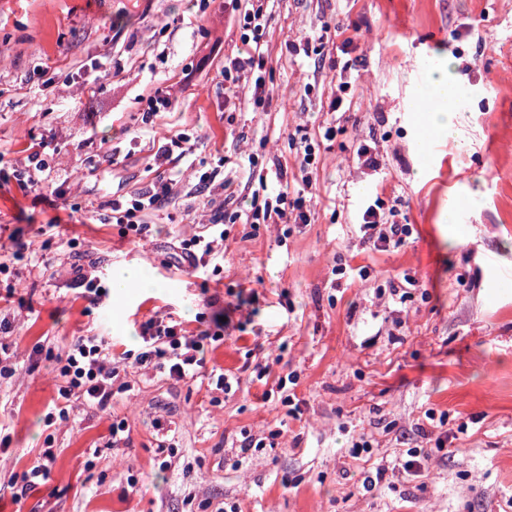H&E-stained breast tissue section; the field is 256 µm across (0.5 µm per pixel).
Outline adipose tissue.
Returning <instances> with one entry per match:
<instances>
[{
    "mask_svg": "<svg viewBox=\"0 0 512 512\" xmlns=\"http://www.w3.org/2000/svg\"><path fill=\"white\" fill-rule=\"evenodd\" d=\"M459 96V86L448 78L447 61H436L425 97L417 108V126L425 139H447L453 136L454 130L448 114L453 110Z\"/></svg>",
    "mask_w": 512,
    "mask_h": 512,
    "instance_id": "ef3b65f1",
    "label": "adipose tissue"
}]
</instances>
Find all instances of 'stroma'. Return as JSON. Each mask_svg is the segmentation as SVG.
Wrapping results in <instances>:
<instances>
[{
	"label": "stroma",
	"instance_id": "1",
	"mask_svg": "<svg viewBox=\"0 0 512 512\" xmlns=\"http://www.w3.org/2000/svg\"><path fill=\"white\" fill-rule=\"evenodd\" d=\"M263 107L224 96L225 55L239 37L224 0H0V319L10 323L0 379V512H512V0H271ZM351 43L323 55L289 41L338 20ZM463 94L454 136L421 151L414 109L437 58ZM351 106L322 137L337 75ZM173 104L139 116L156 88ZM319 141L312 223H236L204 272L170 266L174 245L243 188L249 157L269 188L300 180L289 137ZM185 133L192 154L172 166L170 197L135 241L98 214L147 189L152 154ZM45 140L50 182L23 194L16 171ZM369 145L380 166L358 168ZM221 172L202 189L190 165ZM382 198L412 234L384 251L356 232L363 203ZM144 268L157 290L90 301L76 270L105 278ZM366 267L367 279L334 267ZM413 277L406 302L390 282ZM225 311L206 366L234 375L231 392L202 376L175 381L129 364V391L107 409L58 401L53 361L80 336L115 352L152 317ZM269 366L266 381L259 367ZM297 374L292 405L276 392ZM445 422H438V415ZM125 422L128 443L109 427ZM174 429L169 457L158 454ZM274 447L238 452L243 435ZM370 443L353 456L352 443ZM45 481L22 477L43 448ZM427 453L406 468L407 449ZM385 468L374 489L365 476Z\"/></svg>",
	"mask_w": 512,
	"mask_h": 512
}]
</instances>
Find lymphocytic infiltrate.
I'll use <instances>...</instances> for the list:
<instances>
[{"mask_svg":"<svg viewBox=\"0 0 512 512\" xmlns=\"http://www.w3.org/2000/svg\"><path fill=\"white\" fill-rule=\"evenodd\" d=\"M231 20L237 26L243 46L241 54L224 59V94L240 98L251 90L253 104L263 105L270 94L266 86L267 58L263 51L268 24L269 0H228ZM187 134H179L159 146L153 156L157 179L145 191L106 204L115 223L124 225L126 232L138 239L149 230L145 215L158 209L172 193L173 180L167 176V166L175 151L189 144ZM307 186L282 184L268 192L263 202H252L245 215L249 224H307L312 218L313 204L307 197ZM395 208L385 207L382 200L365 206L359 214L358 229L364 243L376 250L401 245L412 233L410 225L396 221ZM228 232L223 215H216L204 233L183 240L176 260L179 266L192 270L205 268L206 256L214 245L224 240ZM224 334L221 317H213L211 328L188 335L182 322L152 318L141 326L143 345L138 352H124V359L133 360L140 368H152L182 381L194 378L205 367L204 344L219 341ZM112 343L102 336H81L67 350L56 354V377L61 385L62 399L75 398L83 403L106 409L112 399V386L118 368L112 360Z\"/></svg>","mask_w":512,"mask_h":512,"instance_id":"obj_1","label":"lymphocytic infiltrate"}]
</instances>
